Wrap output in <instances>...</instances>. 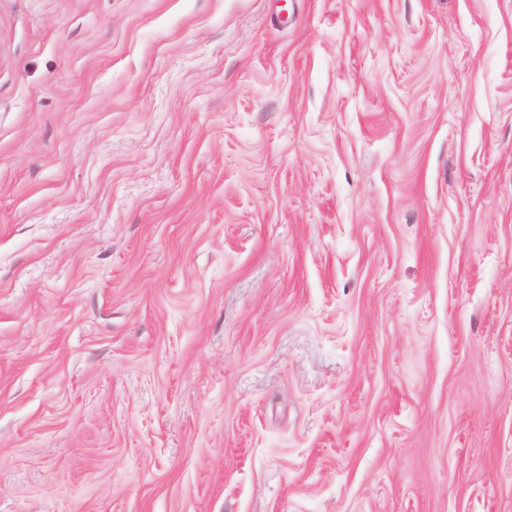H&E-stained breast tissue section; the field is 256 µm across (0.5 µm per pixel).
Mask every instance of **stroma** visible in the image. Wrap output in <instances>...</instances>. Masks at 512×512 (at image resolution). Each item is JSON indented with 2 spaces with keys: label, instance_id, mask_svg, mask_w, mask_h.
Returning <instances> with one entry per match:
<instances>
[{
  "label": "stroma",
  "instance_id": "obj_1",
  "mask_svg": "<svg viewBox=\"0 0 512 512\" xmlns=\"http://www.w3.org/2000/svg\"><path fill=\"white\" fill-rule=\"evenodd\" d=\"M0 512H512V0H0Z\"/></svg>",
  "mask_w": 512,
  "mask_h": 512
}]
</instances>
